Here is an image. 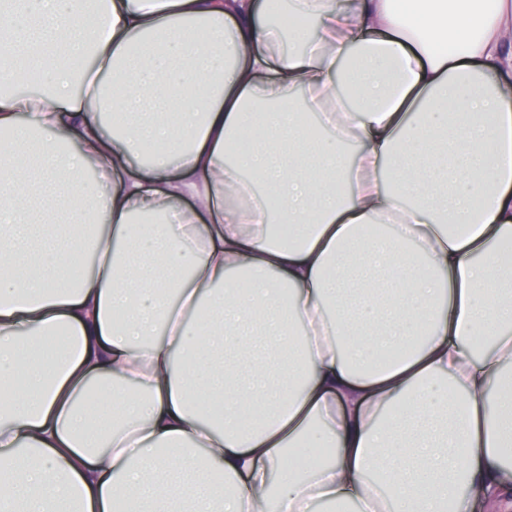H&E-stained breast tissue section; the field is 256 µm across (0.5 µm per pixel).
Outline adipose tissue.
I'll use <instances>...</instances> for the list:
<instances>
[{
  "label": "adipose tissue",
  "instance_id": "adipose-tissue-1",
  "mask_svg": "<svg viewBox=\"0 0 512 512\" xmlns=\"http://www.w3.org/2000/svg\"><path fill=\"white\" fill-rule=\"evenodd\" d=\"M293 4L0 0V512H512V0Z\"/></svg>",
  "mask_w": 512,
  "mask_h": 512
}]
</instances>
